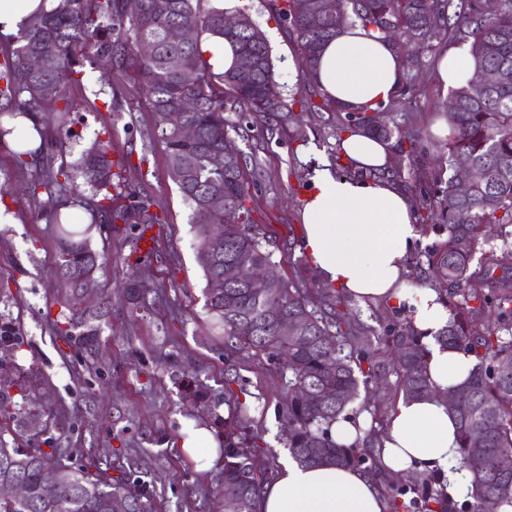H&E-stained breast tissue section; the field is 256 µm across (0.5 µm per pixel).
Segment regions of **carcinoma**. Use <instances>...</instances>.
<instances>
[{
    "instance_id": "1",
    "label": "carcinoma",
    "mask_w": 512,
    "mask_h": 512,
    "mask_svg": "<svg viewBox=\"0 0 512 512\" xmlns=\"http://www.w3.org/2000/svg\"><path fill=\"white\" fill-rule=\"evenodd\" d=\"M201 0H143L136 15L126 13L124 0H57L48 13L31 20L14 37L13 48L0 63V112L22 108L34 122L62 120L72 110L67 85L79 73L85 47L92 43L103 74L121 78L133 71L142 86L155 128L164 144L170 178L193 211L196 260L205 280V309L211 324L232 354H266L279 360L284 374L285 399L278 417L288 429L285 445L291 457L304 465L332 463L361 466L377 455L380 429L364 432L361 444L345 447L331 437L330 427L360 396V387H373L394 373L393 398H418L430 393L425 374L427 345L412 323L396 324L380 336L364 323L345 320L339 307L342 292L309 288L278 277L257 292L238 279L232 269L240 251L253 262V273L265 276L274 265L270 241L253 224L247 202L251 199L256 157L245 151L240 138L250 133L276 134L295 118L294 107L311 115L330 112L342 119L340 132L359 128L390 139L394 130L373 124L361 108L347 111L319 95L320 102L286 100L275 78L271 49L264 33L253 23L228 34L224 10L200 8ZM272 16L295 35L306 74L317 66L318 52L348 25H361L392 40L403 56L402 92L410 100L419 92L416 82L418 54L442 43L467 47L473 71L486 73L482 92L468 82L450 91L445 116L450 129L444 144L445 169L434 176L444 182L445 197L428 194L418 205L416 221L435 218L443 223L446 238L424 252L419 270L445 289L448 326L436 337L441 344L462 348L476 357L465 385L455 390L450 406L459 428L458 464L469 473L467 507L470 512H497L499 503L512 500V473L494 475L475 469L471 460L480 453L512 451V282L495 276L512 264V0H498L494 13L486 0H268ZM183 28L192 37L179 43L168 31ZM223 39L232 48L226 70H214L200 51L202 37ZM150 43L153 54L139 55V45ZM39 58L40 67L26 59ZM189 101L184 123L193 127L192 139L168 121L169 113ZM235 113L246 120L233 124ZM224 153V167L210 162ZM108 141H98L79 161H65L30 175L26 189L32 198L45 192L72 205L88 206L90 223L74 228L72 218L56 210L51 214L59 246L56 274L69 291L57 300L62 319L51 329L67 340L78 354L98 341L104 313L82 307L83 289L67 282L80 273L91 275L100 255L92 249L94 227L120 229L130 225L147 230L164 221L149 195L117 180L114 168L131 164L132 153L121 162L111 158ZM467 157L480 177L462 195L455 182L454 158ZM92 192L82 194L78 179ZM240 223H224V210ZM224 224V236L210 235L213 224ZM478 267H473V262ZM224 281L222 293L211 283ZM158 293L150 270L125 285L128 301L145 309L148 295ZM285 316L299 325L288 338L277 331ZM385 342L402 352L393 366L379 359L377 344ZM0 344L21 347V334L12 322L0 318ZM38 381L34 374L0 384V416L26 424L41 417L30 397ZM182 398L209 409L212 428L222 438L221 469L215 492L224 499V512H254L255 500L271 465L248 437L240 415L244 403L228 389L234 411L224 418L210 410L209 388L195 378L175 379ZM16 397H3L8 389ZM47 448H10L0 439V482L19 480L27 497L1 500L0 512H111L112 500H126L127 512H146L153 492L132 473L119 477L85 463L46 442ZM434 504L430 512H453L443 492L422 487Z\"/></svg>"
}]
</instances>
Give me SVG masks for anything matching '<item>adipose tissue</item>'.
<instances>
[{
  "instance_id": "ef3b65f1",
  "label": "adipose tissue",
  "mask_w": 512,
  "mask_h": 512,
  "mask_svg": "<svg viewBox=\"0 0 512 512\" xmlns=\"http://www.w3.org/2000/svg\"><path fill=\"white\" fill-rule=\"evenodd\" d=\"M403 61L391 44L361 26L345 27L320 51L316 83L329 99L351 107L376 108L399 90ZM342 153L359 174L342 176L319 161L301 213L302 250L323 283L369 303L406 306L429 348L426 374L430 394L398 400L381 437L380 467L406 475L437 471L445 492L457 498L467 471L450 470L458 448L456 420L445 396L467 380L473 354L440 345L435 336L448 323V308L431 288L406 284V255L420 236L406 192L389 180L369 179V171L389 165V141L355 130L341 141ZM182 448L197 469L217 456L210 427L187 421ZM376 475L359 466L283 464L265 484L255 512H385Z\"/></svg>"
}]
</instances>
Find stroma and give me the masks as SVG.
Returning <instances> with one entry per match:
<instances>
[{
	"instance_id": "35a3bbf8",
	"label": "stroma",
	"mask_w": 512,
	"mask_h": 512,
	"mask_svg": "<svg viewBox=\"0 0 512 512\" xmlns=\"http://www.w3.org/2000/svg\"><path fill=\"white\" fill-rule=\"evenodd\" d=\"M241 10L265 34L285 94L309 95L310 83L294 35L273 18L266 0H244ZM99 76L96 50L87 47L81 72L67 87L72 103L68 130L63 133L50 125L44 127V135L62 141L60 156L70 163L106 131L112 134L115 154L145 150V167L130 165L124 178L162 207L166 222L156 232L153 251L137 266L124 262L135 243L134 231L106 227L93 231V249L107 255L109 262L95 272L85 304L104 308L108 315L94 359L82 360L44 319L47 307L61 293L54 277L57 243L46 219L53 202L45 196L29 197L13 154L0 147V184L8 183L11 191L1 202L13 218L12 223L0 224V287L7 290L0 301V317L16 324L24 341L20 350L0 352V375L13 378L30 368L46 380L32 392L43 404L45 416L30 423L22 435L7 430L0 438L25 449L56 441L74 457L97 460L115 477L124 469L137 471L155 490L148 512H224V501L214 491L219 465L196 470L181 448L185 421L192 418L206 424L210 418L202 407L179 399L171 377L196 376L210 388L217 412L224 416L228 413L225 373L227 367H234L250 406L251 429L279 466L289 456L278 417L281 370L264 355L228 356L204 309L206 281L193 249L192 210L168 175L164 146L153 136L152 114L128 78L116 84L122 111H109L99 92ZM419 83L416 98L381 111L382 121L405 138L429 130L444 105L434 53L420 54ZM338 128V122L307 116L288 134L253 142L262 172L251 203L253 217L272 240L279 272L309 285L318 283L319 277L299 251L301 208L318 159L334 158ZM439 150V142L425 139L413 154L403 155L397 183L411 201L424 194L440 195L441 185L424 175L436 164ZM144 265L151 268L161 290L150 309L136 311L122 285ZM347 306V318L353 323L381 328L409 319L403 306L364 305L353 299Z\"/></svg>"
}]
</instances>
